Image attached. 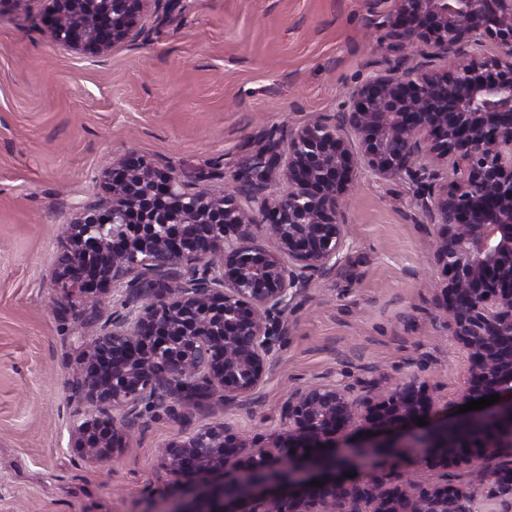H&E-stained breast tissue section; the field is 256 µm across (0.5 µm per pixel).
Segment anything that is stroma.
<instances>
[{
	"label": "stroma",
	"instance_id": "35a3bbf8",
	"mask_svg": "<svg viewBox=\"0 0 512 512\" xmlns=\"http://www.w3.org/2000/svg\"><path fill=\"white\" fill-rule=\"evenodd\" d=\"M389 0H165L107 56L53 44L40 6L0 13V512H168L180 482L160 446L215 423L259 443L285 431L289 390L327 379L427 385L457 415L466 350L438 306V227L404 179L356 171L348 248L294 310L263 383L248 397L145 411L112 458L71 447L79 354L99 324L59 308L52 278L77 203L97 198L109 159L133 150L189 184L235 194L256 153L341 111L350 92L418 59L380 27ZM386 482L464 486L473 469L411 455L370 463Z\"/></svg>",
	"mask_w": 512,
	"mask_h": 512
}]
</instances>
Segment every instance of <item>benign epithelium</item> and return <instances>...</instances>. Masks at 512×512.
<instances>
[{"label": "benign epithelium", "instance_id": "7a95c632", "mask_svg": "<svg viewBox=\"0 0 512 512\" xmlns=\"http://www.w3.org/2000/svg\"><path fill=\"white\" fill-rule=\"evenodd\" d=\"M43 4L53 43L93 56L139 34L160 0H0ZM382 27L400 48L451 60L448 70H390L366 79L330 120L288 130V152L258 155L240 177L241 209L219 191L160 171L133 151L101 168L103 196L77 205L65 227L55 288L91 300L126 294L80 354L75 390L84 416L70 444L95 460L124 445L141 410L224 393L251 395L269 371L288 312L317 274L335 270L347 248L344 202L358 165L383 179L407 178L438 224L433 257L442 277L439 307L466 349V398L497 403L423 427L433 411L416 380L365 395L339 381L293 391L282 407L284 441L257 447L224 423L177 436L161 466L186 479L171 512H512V0H392ZM493 41L494 56L470 51ZM358 139L353 151L342 131ZM432 161L417 164L419 155ZM448 168L438 183L433 166ZM286 189L270 190L273 178ZM273 247L249 244L251 227ZM372 434L336 452L352 430ZM425 448L447 468L479 467V487L452 483L384 487L346 474L366 456L399 458ZM241 478L210 476L237 468ZM322 486H312L314 480Z\"/></svg>", "mask_w": 512, "mask_h": 512}]
</instances>
